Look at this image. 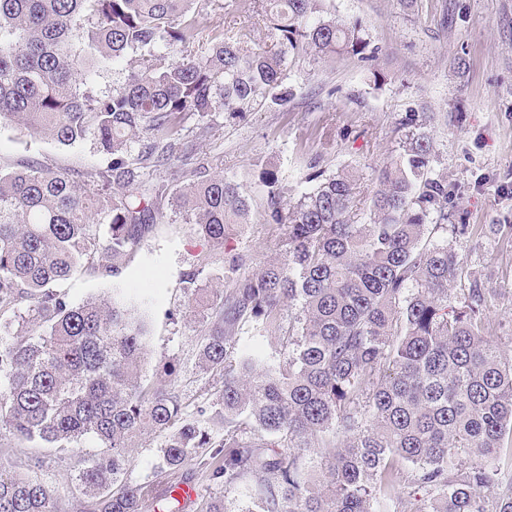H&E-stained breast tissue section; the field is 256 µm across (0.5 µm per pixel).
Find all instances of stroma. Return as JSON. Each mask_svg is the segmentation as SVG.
<instances>
[{"mask_svg":"<svg viewBox=\"0 0 512 512\" xmlns=\"http://www.w3.org/2000/svg\"><path fill=\"white\" fill-rule=\"evenodd\" d=\"M339 22L361 23L375 58L343 53L289 59L287 105L260 98L240 116L217 111L186 120L181 135L192 144L188 159L152 171L151 180L181 186L214 175L233 179L251 208L245 224L224 244L204 240L185 223L170 200L158 202L160 216L138 252L116 278L81 267L61 284L69 302L111 299L114 289L149 298L150 362L178 368L177 384L189 400L215 386L198 367L204 329L185 307L187 272L203 278L232 276L231 256H242L246 272L260 269L274 253L267 243L283 234L273 224L261 172L276 169L286 197L314 186L310 176L348 168L358 172L366 193L377 188L376 171L393 155L398 124L409 112L430 114L433 170L448 178V211L475 233L453 239L466 271L496 295L486 309L487 333L512 359V240L495 235L496 224H512V0H326ZM262 0H203L199 21L235 16L252 30V47L269 44ZM335 136L323 141L325 126ZM36 160L78 182L106 167L109 156L93 138L62 146L47 137L0 125V168Z\"/></svg>","mask_w":512,"mask_h":512,"instance_id":"obj_1","label":"stroma"}]
</instances>
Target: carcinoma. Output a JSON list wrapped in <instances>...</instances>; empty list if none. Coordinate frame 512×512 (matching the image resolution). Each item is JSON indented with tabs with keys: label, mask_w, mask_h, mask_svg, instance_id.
I'll list each match as a JSON object with an SVG mask.
<instances>
[{
	"label": "carcinoma",
	"mask_w": 512,
	"mask_h": 512,
	"mask_svg": "<svg viewBox=\"0 0 512 512\" xmlns=\"http://www.w3.org/2000/svg\"><path fill=\"white\" fill-rule=\"evenodd\" d=\"M200 0H0V122L70 146L91 135L110 163L80 184L39 162L0 169V437L47 448L96 441L101 452L66 476L81 512H162L193 463L225 487L246 483V512H380L411 465L422 499L399 512H512V477L493 456L512 439V362L485 333L490 291L462 280L463 260L442 231L448 178L431 177L433 141L410 114L398 153L377 170L369 197L360 176H312L295 201L270 199L288 232L278 258L224 287L186 274V307L204 312L198 367L221 379L188 411L169 361L145 384L146 308L119 297L71 304L57 291L77 266L121 273L156 222L165 188L145 170L187 156L186 119L231 114L279 91L289 54H375L362 25L325 14L323 0H266L272 43L245 50L251 30L223 21L207 53ZM91 50L72 48L77 21ZM139 65L106 94L94 67L129 56ZM140 145L132 155L134 145ZM209 242L246 223L237 184L209 177L171 197ZM33 304L21 311L23 301ZM297 312L283 319L284 307ZM278 333L265 354L237 349L242 333ZM163 436L152 477L127 478L134 441ZM199 512H230L202 496ZM0 512H65L49 461L0 465Z\"/></svg>",
	"instance_id": "obj_1"
}]
</instances>
